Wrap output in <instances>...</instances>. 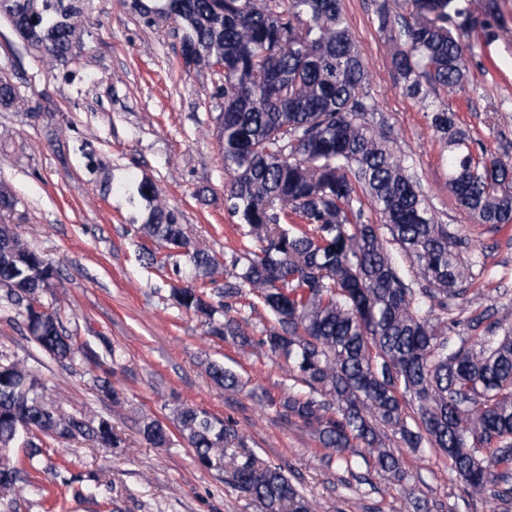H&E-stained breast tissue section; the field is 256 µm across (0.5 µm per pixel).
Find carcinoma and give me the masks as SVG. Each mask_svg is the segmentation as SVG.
<instances>
[{
	"mask_svg": "<svg viewBox=\"0 0 512 512\" xmlns=\"http://www.w3.org/2000/svg\"><path fill=\"white\" fill-rule=\"evenodd\" d=\"M408 14L376 9L379 32L392 45L391 65L402 91L430 112L448 163V191L478 223L512 224V163L458 125L455 113L428 100V90L453 94L470 71L463 38L479 28L496 38L498 0L476 15L466 0H407ZM90 0H0V17L51 66L83 47ZM156 26L182 33L186 63L223 70L215 96L224 100L217 132L230 174L224 204L249 227L255 248L232 271L193 245L175 213L147 182L139 232L186 258L195 278L225 276L224 302L214 305L192 287L170 289L182 310L200 316L208 334L242 349L288 362L306 391L269 398L318 438L327 460L352 471L361 458L411 496L414 512L440 504L413 495L412 475L395 450L428 448L450 461L456 479L473 492L494 488L512 499V328L492 308L448 321L468 302L474 274L461 255L468 237L438 222L419 181L397 155L394 139L374 129L378 103L369 90L361 51L349 33L342 0H129ZM24 103L0 76V109ZM380 216H366L362 198ZM399 246L408 269L387 248ZM57 267L0 221V286L23 316L29 336L62 363L83 348L66 333L58 308L44 295ZM271 323L251 334L245 310L256 303ZM463 325L461 345L448 326ZM213 382L227 389L239 375L218 362ZM178 432L198 464L230 467L231 485L260 512H311L284 468L245 448L232 423L203 408L175 410ZM144 439L163 448L166 426L151 419ZM78 436L99 448H123L112 420H87L44 395L41 379L20 361L0 362V501L31 484L43 448L34 434ZM25 448V463L13 461Z\"/></svg>",
	"mask_w": 512,
	"mask_h": 512,
	"instance_id": "obj_1",
	"label": "carcinoma"
}]
</instances>
